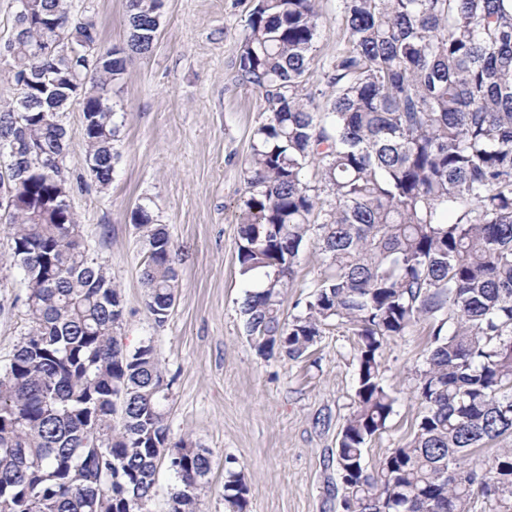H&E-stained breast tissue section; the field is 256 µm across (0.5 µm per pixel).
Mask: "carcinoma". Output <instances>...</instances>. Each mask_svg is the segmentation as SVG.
Returning <instances> with one entry per match:
<instances>
[{
  "instance_id": "carcinoma-1",
  "label": "carcinoma",
  "mask_w": 512,
  "mask_h": 512,
  "mask_svg": "<svg viewBox=\"0 0 512 512\" xmlns=\"http://www.w3.org/2000/svg\"><path fill=\"white\" fill-rule=\"evenodd\" d=\"M159 0H127L128 54L99 47L72 0H34L15 15L4 72L17 98L0 105L5 175L21 205L12 263L24 271L31 329L0 368V512H144L162 452L175 459L169 512H199L208 452L172 441L171 381L150 344L116 335L121 298L79 240L71 206L47 207L69 141L56 116L72 103L90 177L112 182L118 126L112 85L153 46ZM318 0H255L235 79L258 90L239 213L240 272L257 277L240 313L262 355L303 357L333 323L358 338L353 408L336 471L354 512H512V448L478 465L472 450L512 436V0H340L346 46L307 88L321 27ZM72 48L36 54L59 34ZM316 171V192L306 172ZM149 228L145 307L157 323L175 301L176 254ZM313 237L327 271L305 311L280 307ZM426 321L431 350L417 375L423 413L411 439L368 467L397 398L381 353ZM249 487L227 460L224 505L247 512Z\"/></svg>"
}]
</instances>
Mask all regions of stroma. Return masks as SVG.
<instances>
[{"label": "stroma", "mask_w": 512, "mask_h": 512, "mask_svg": "<svg viewBox=\"0 0 512 512\" xmlns=\"http://www.w3.org/2000/svg\"><path fill=\"white\" fill-rule=\"evenodd\" d=\"M92 18L99 44L127 38V0H74ZM254 0H163L162 24L149 53L131 58L112 89L117 154L112 182L90 179L79 108L60 113L70 134L62 168L72 187L82 242L122 294L117 334L127 349L150 343L172 379V439L210 453L201 512H225L224 464L235 458L249 487L248 512H343L332 457L352 410L357 338L326 327L306 356L265 357L246 335L239 306L254 279L237 260L239 206L253 131L264 118L258 91L236 82L243 28ZM324 24L310 90L345 44L338 0H319ZM165 225L179 256L174 306L164 323L144 308L141 274L146 232L133 224L138 205ZM12 230L0 224V366L27 335L22 271L10 265ZM326 262L305 243L285 292L284 319L301 314ZM430 338L426 324L392 338L381 357L384 383L397 398L387 427L366 445L367 464L405 443L421 414L414 394Z\"/></svg>", "instance_id": "1"}]
</instances>
